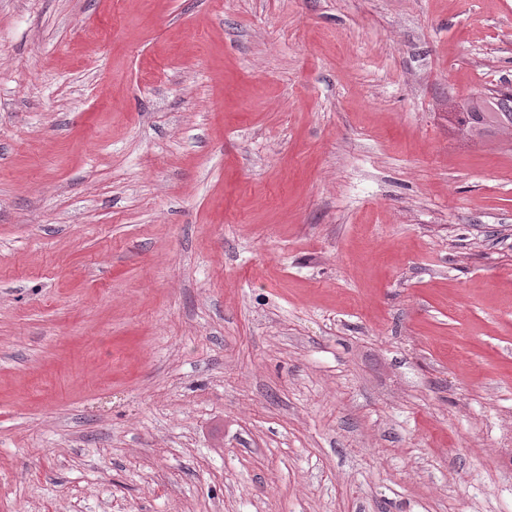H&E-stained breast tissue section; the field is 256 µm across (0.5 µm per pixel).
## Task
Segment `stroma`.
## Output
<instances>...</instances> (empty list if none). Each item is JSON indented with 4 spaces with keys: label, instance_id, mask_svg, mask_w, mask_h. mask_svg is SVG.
Here are the masks:
<instances>
[{
    "label": "stroma",
    "instance_id": "stroma-1",
    "mask_svg": "<svg viewBox=\"0 0 512 512\" xmlns=\"http://www.w3.org/2000/svg\"><path fill=\"white\" fill-rule=\"evenodd\" d=\"M512 0H0V512H512ZM455 119L458 130H465L470 139L491 129L512 127V93L500 91L493 97H472L463 106V112H455Z\"/></svg>",
    "mask_w": 512,
    "mask_h": 512
}]
</instances>
